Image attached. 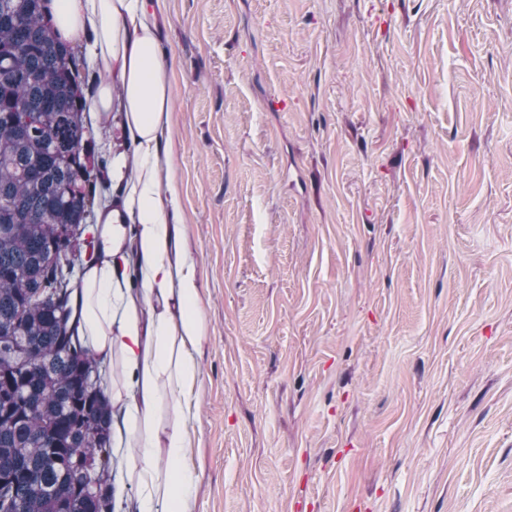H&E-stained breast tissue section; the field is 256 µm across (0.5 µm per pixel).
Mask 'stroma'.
<instances>
[{"mask_svg":"<svg viewBox=\"0 0 512 512\" xmlns=\"http://www.w3.org/2000/svg\"><path fill=\"white\" fill-rule=\"evenodd\" d=\"M154 13L206 323L194 512H512V0Z\"/></svg>","mask_w":512,"mask_h":512,"instance_id":"35a3bbf8","label":"stroma"}]
</instances>
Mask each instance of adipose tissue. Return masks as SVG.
Returning a JSON list of instances; mask_svg holds the SVG:
<instances>
[{
	"label": "adipose tissue",
	"mask_w": 512,
	"mask_h": 512,
	"mask_svg": "<svg viewBox=\"0 0 512 512\" xmlns=\"http://www.w3.org/2000/svg\"><path fill=\"white\" fill-rule=\"evenodd\" d=\"M64 38L89 32L91 56L115 75L95 108L119 110L133 153L118 152L107 176L119 209L97 225L98 257L82 275L79 331L93 354L118 370L109 398L117 445L138 449L126 478L137 512H193L198 477L186 463L198 378L194 355L206 334L198 261L186 245L170 147L171 86L148 0H52ZM124 95L113 99L112 85ZM167 468H158L157 457Z\"/></svg>",
	"instance_id": "obj_1"
}]
</instances>
